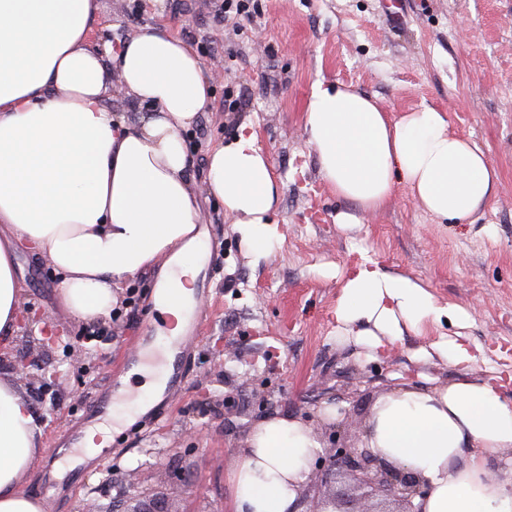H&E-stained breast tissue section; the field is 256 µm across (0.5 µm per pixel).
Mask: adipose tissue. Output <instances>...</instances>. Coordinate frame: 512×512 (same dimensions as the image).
Segmentation results:
<instances>
[{"label": "adipose tissue", "mask_w": 512, "mask_h": 512, "mask_svg": "<svg viewBox=\"0 0 512 512\" xmlns=\"http://www.w3.org/2000/svg\"><path fill=\"white\" fill-rule=\"evenodd\" d=\"M100 26L99 0H0V342L19 327L22 245L62 272L58 295L80 319L109 315L124 281L158 264L167 276L154 303L171 335L194 300L201 216L184 134L210 102L205 65L169 27L142 28L102 51L92 41ZM114 71L151 106L137 124L102 104ZM304 131L321 179L367 212L402 183L427 213L466 221L496 190L489 156L432 108L395 119L371 97L320 81ZM207 166L210 193L250 250L267 256L281 237L272 219L280 187L255 133L241 125L210 149ZM469 318L371 260L345 280L336 305L337 323L372 348ZM365 442L427 479L416 512H512V489L488 468L512 448V401L492 381L399 388L375 406ZM40 450L31 404L0 379V512H42L23 486ZM319 451L301 420H264L232 470L234 512H299Z\"/></svg>", "instance_id": "1"}]
</instances>
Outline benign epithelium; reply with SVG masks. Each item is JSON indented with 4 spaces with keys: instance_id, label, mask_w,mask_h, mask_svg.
Wrapping results in <instances>:
<instances>
[{
    "instance_id": "1",
    "label": "benign epithelium",
    "mask_w": 512,
    "mask_h": 512,
    "mask_svg": "<svg viewBox=\"0 0 512 512\" xmlns=\"http://www.w3.org/2000/svg\"><path fill=\"white\" fill-rule=\"evenodd\" d=\"M40 346L17 357L14 371L22 380H43L46 372H33ZM331 446L316 459L310 486L300 498L304 512H415L413 501L427 493L418 473L393 464L372 450L344 443L341 432L329 436ZM161 501L144 502L138 494L117 500L111 512H165Z\"/></svg>"
}]
</instances>
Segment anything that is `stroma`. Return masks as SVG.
I'll return each mask as SVG.
<instances>
[{
    "mask_svg": "<svg viewBox=\"0 0 512 512\" xmlns=\"http://www.w3.org/2000/svg\"><path fill=\"white\" fill-rule=\"evenodd\" d=\"M221 0H100L106 26L93 39L119 45L148 25L169 26L203 57L212 98L186 135L204 240L214 241L197 279L206 324L187 357L176 396L150 400L152 419L136 414L112 438L108 462L70 473L39 456L26 477L41 496L54 481L53 512L111 506L129 480L164 499L170 512H233L229 474L251 429L274 415L309 417L320 446L334 421L327 404L368 421L377 401L406 384L433 387L459 379L432 356L453 337L441 325L406 333L371 351L337 336L336 301L344 278L364 259L418 279L443 303L468 309L464 335L481 345L476 378L500 377L512 398V0H255L253 17L216 21ZM352 86L392 116L430 106L452 132L471 138L497 172V191L467 222L422 211L407 186L366 213L336 197L307 146L304 112L319 80ZM249 105L231 112L225 97ZM251 123L280 186L274 218L280 241L251 255L224 206L206 189V154ZM355 215L340 224V212ZM22 308L51 326L40 363L49 384L21 386L41 428L42 445L67 443L108 389L115 366L156 334L161 314L146 316L159 268L134 275L119 292L120 317L100 323L110 339L82 342L90 324L57 295L58 277L42 257L20 248Z\"/></svg>",
    "mask_w": 512,
    "mask_h": 512,
    "instance_id": "stroma-1",
    "label": "stroma"
}]
</instances>
